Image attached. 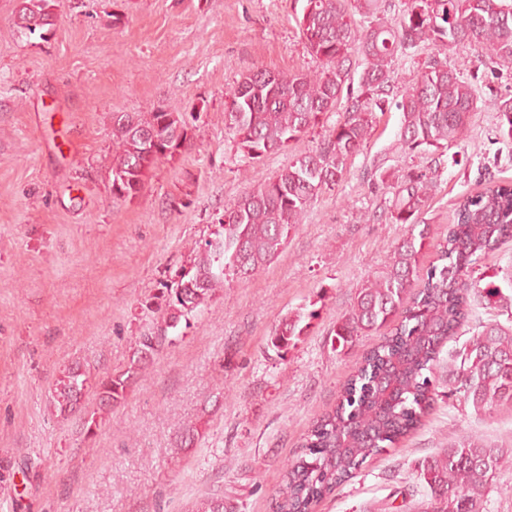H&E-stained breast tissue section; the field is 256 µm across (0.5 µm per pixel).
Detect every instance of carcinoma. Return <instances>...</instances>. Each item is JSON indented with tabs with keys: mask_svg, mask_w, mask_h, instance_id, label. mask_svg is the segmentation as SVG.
Returning a JSON list of instances; mask_svg holds the SVG:
<instances>
[{
	"mask_svg": "<svg viewBox=\"0 0 512 512\" xmlns=\"http://www.w3.org/2000/svg\"><path fill=\"white\" fill-rule=\"evenodd\" d=\"M350 0H305L297 26L321 73L278 72L268 79L264 64L241 76L225 103L226 125L251 159L284 151L336 110L342 116L313 150L302 153L268 182L245 192L224 211V232L206 243L189 270L181 273L174 295L165 302L164 323L208 305L224 279L249 278L279 255L307 209L326 188L337 184L350 159L366 145L375 112L394 103L401 112L405 147L448 150L464 137L477 111L472 85L456 68L431 60L402 89H395L397 55L425 42L442 47L480 46L485 56L512 63V0H406L391 22L356 27ZM63 0H24L19 27L45 37ZM363 58L359 93L353 94L347 63ZM499 128L512 139V99L498 106ZM164 132L188 140L183 113L159 107L146 114L123 113L113 121L116 146L109 167L112 194L133 199L143 190L157 159L146 154L144 134ZM431 181L410 174L398 189L392 218L406 224L386 271L364 281L348 313L336 321L335 336L350 346L359 336L382 329L380 341L363 352L357 371L341 387L336 406L316 419L300 457L286 468L275 495V512H315L318 503L350 479L367 460L396 445L415 430L439 396L442 385L477 417L512 411V325L487 323L458 351L443 357L470 310L471 296L487 301L501 296L485 288L475 269L481 256L512 239V185L494 183L458 200L454 222L440 243L436 264L420 285L418 265L429 225L419 216ZM306 314L282 318L270 338L277 351L288 350L304 332ZM163 337L145 334L127 367L102 377L69 367L56 381L53 405L62 416L74 412L87 393L103 405L126 398L129 382L143 369ZM512 448L461 437L421 462L419 478L426 500L418 512H487L488 493ZM194 512H236L224 496L207 497Z\"/></svg>",
	"mask_w": 512,
	"mask_h": 512,
	"instance_id": "1",
	"label": "carcinoma"
}]
</instances>
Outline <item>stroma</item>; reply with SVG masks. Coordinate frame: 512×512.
Segmentation results:
<instances>
[{
    "label": "stroma",
    "mask_w": 512,
    "mask_h": 512,
    "mask_svg": "<svg viewBox=\"0 0 512 512\" xmlns=\"http://www.w3.org/2000/svg\"><path fill=\"white\" fill-rule=\"evenodd\" d=\"M22 0H0V512H193L208 494L237 512H272V496L312 421L333 407L363 350L336 321L358 286L386 270L407 230L392 219L408 173L433 184L422 223L427 272L457 201L489 181L512 183V140L497 107L512 98V66L477 49L424 45L395 63L409 82L429 59L455 66L478 97L453 153L411 151L400 113H377L364 149L320 194L287 245L247 280L226 279L201 311L165 329L162 292L222 233L227 208L298 154L315 149L340 115L288 150L249 159L226 126L225 94L264 64L317 73L296 18L304 0H66L47 37L16 25ZM164 107L190 115V145L151 171L135 199L113 196V118ZM478 275L502 300H479L448 351L480 324H512V241ZM310 326L288 352L268 340L294 311ZM168 340L95 436L83 409L50 404L71 366L102 376L124 369L140 336ZM198 439L182 445L185 425ZM463 435L512 448V413L476 419L438 397L421 426L367 460L317 512H406L425 498L418 465Z\"/></svg>",
    "instance_id": "obj_1"
}]
</instances>
